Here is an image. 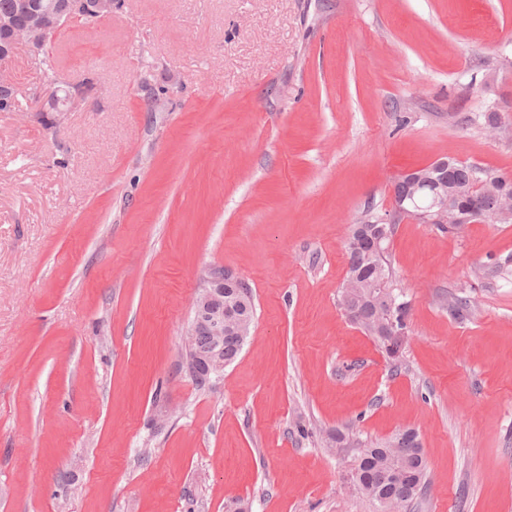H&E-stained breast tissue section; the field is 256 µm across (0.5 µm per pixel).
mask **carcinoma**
Masks as SVG:
<instances>
[{
    "label": "carcinoma",
    "instance_id": "cac0c4a2",
    "mask_svg": "<svg viewBox=\"0 0 512 512\" xmlns=\"http://www.w3.org/2000/svg\"><path fill=\"white\" fill-rule=\"evenodd\" d=\"M44 69L47 88L57 93L60 83V61L56 56L46 52L39 57ZM480 168L453 160L448 162V181L464 184L469 181L471 172ZM461 209H472L470 222L482 221L488 224H500L506 221L504 212L497 209L494 198L484 192L480 195L479 209L472 208L473 201L465 196L453 200ZM350 292L354 296L367 294L372 287L376 272H381L389 286V294L395 303L393 316L398 327L406 329V302L400 300L401 293L392 288V267L390 255L382 258H371L363 250H347ZM246 338H228L224 340V363H232L240 353ZM380 347L390 358L402 354L404 340L388 336L377 339ZM419 434L413 430L405 431L402 447L391 448L389 443L364 448L351 471V479L358 489L372 501L378 512H401L425 489L427 482L426 463L421 451L416 449Z\"/></svg>",
    "mask_w": 512,
    "mask_h": 512
}]
</instances>
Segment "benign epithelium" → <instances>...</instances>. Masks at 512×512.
Wrapping results in <instances>:
<instances>
[{
    "mask_svg": "<svg viewBox=\"0 0 512 512\" xmlns=\"http://www.w3.org/2000/svg\"><path fill=\"white\" fill-rule=\"evenodd\" d=\"M113 0H16L15 10L0 14V102L9 104L17 93V85L9 70L17 49L25 47L29 55H41L49 35L65 26L84 19L102 20L112 16ZM81 96L68 95L49 101V111L70 112ZM447 160L439 158L428 165L408 170L400 175L392 191V207L378 226L370 229L360 224L352 227L346 239L351 246H365L374 256L386 252V225L397 217H411L420 224H454L456 208L448 200V178L442 175ZM422 184L433 186L430 207L417 204L416 189ZM202 288L194 302V316L186 332V347L195 349L194 358L187 364L190 377L202 372L207 377L219 375L224 364V338L246 336L250 319L247 315L251 299L249 285L234 272L212 266L206 270ZM210 337L208 347L197 348V337Z\"/></svg>",
    "mask_w": 512,
    "mask_h": 512,
    "instance_id": "7a95c632",
    "label": "benign epithelium"
}]
</instances>
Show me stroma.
I'll list each match as a JSON object with an SVG mask.
<instances>
[{
  "label": "stroma",
  "mask_w": 512,
  "mask_h": 512,
  "mask_svg": "<svg viewBox=\"0 0 512 512\" xmlns=\"http://www.w3.org/2000/svg\"><path fill=\"white\" fill-rule=\"evenodd\" d=\"M53 53L98 92L0 112V512H376L352 465L405 428L406 512H512V224L396 225L401 361L338 305L403 172L512 178V0H114ZM213 265L255 315L199 390Z\"/></svg>",
  "instance_id": "1"
}]
</instances>
